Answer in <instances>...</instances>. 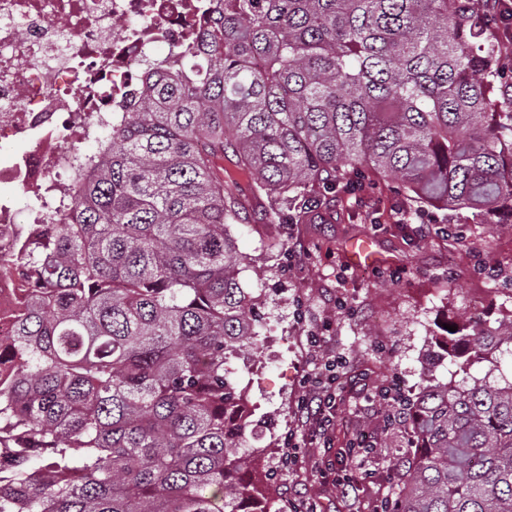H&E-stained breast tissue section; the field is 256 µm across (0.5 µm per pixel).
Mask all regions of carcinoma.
Instances as JSON below:
<instances>
[{"label":"carcinoma","mask_w":512,"mask_h":512,"mask_svg":"<svg viewBox=\"0 0 512 512\" xmlns=\"http://www.w3.org/2000/svg\"><path fill=\"white\" fill-rule=\"evenodd\" d=\"M486 0H220L197 46L99 127L76 200L19 246L33 287L0 342V512H273L247 475L228 362L257 297L214 158L305 223L308 193L370 172L419 203L512 224V83ZM383 512H512V320L434 333ZM47 448V453H35Z\"/></svg>","instance_id":"carcinoma-1"}]
</instances>
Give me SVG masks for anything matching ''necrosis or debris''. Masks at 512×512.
<instances>
[{
    "label": "necrosis or debris",
    "mask_w": 512,
    "mask_h": 512,
    "mask_svg": "<svg viewBox=\"0 0 512 512\" xmlns=\"http://www.w3.org/2000/svg\"><path fill=\"white\" fill-rule=\"evenodd\" d=\"M212 10V0H0V338L13 333L24 285L21 237L54 223L52 196L74 195L73 144L129 111L147 72L182 54ZM5 184L27 190V219Z\"/></svg>",
    "instance_id": "necrosis-or-debris-1"
}]
</instances>
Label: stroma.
<instances>
[{
    "label": "stroma",
    "instance_id": "1",
    "mask_svg": "<svg viewBox=\"0 0 512 512\" xmlns=\"http://www.w3.org/2000/svg\"><path fill=\"white\" fill-rule=\"evenodd\" d=\"M217 173L241 207L234 235L253 259L243 283L262 295L258 346L231 363L259 422L249 444L264 454L252 472L269 483L278 512L311 504L370 512L392 494L409 444L407 424L387 422L388 405L374 392L388 385L414 397L428 367L439 381L453 379L454 366L436 357L428 334L473 323L477 299L490 302L492 321L512 318V226L420 207L389 179L318 192L307 223L295 224L273 215L233 153L218 159ZM363 240L378 260L350 266L344 253ZM329 359L343 386L329 454L342 469L368 473L352 487L318 477L313 459L322 450L301 410ZM359 434L374 443L362 457L349 448Z\"/></svg>",
    "mask_w": 512,
    "mask_h": 512
}]
</instances>
